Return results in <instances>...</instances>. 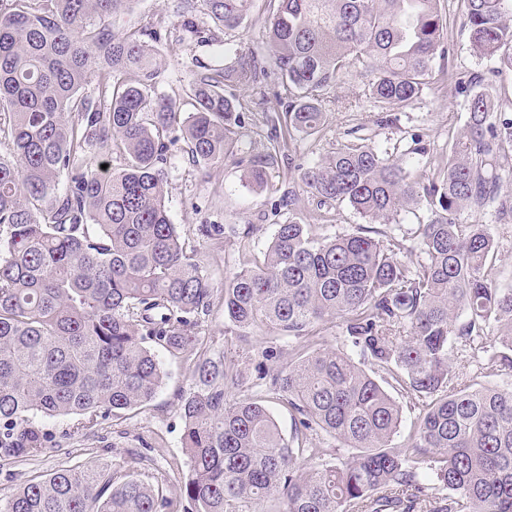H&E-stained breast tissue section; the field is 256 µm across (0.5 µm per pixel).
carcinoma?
Wrapping results in <instances>:
<instances>
[{
    "label": "carcinoma",
    "mask_w": 512,
    "mask_h": 512,
    "mask_svg": "<svg viewBox=\"0 0 512 512\" xmlns=\"http://www.w3.org/2000/svg\"><path fill=\"white\" fill-rule=\"evenodd\" d=\"M133 0H6L0 7V460H28L45 439L29 415L99 419L147 407L165 370L154 343L192 359L179 394L190 461L179 499L142 478L148 457L84 464L35 476L0 498V512H512V385L470 383L457 371L471 351L487 376L512 373V288L495 287V241L461 215L494 209L512 170V115L481 81L435 67L450 53L441 0H269L266 43L288 91L285 135L316 133L321 92L352 71L391 111L449 78L467 92V120L437 173L349 141L302 173L321 206L346 204L391 224L425 204L422 259L405 240L356 232L318 236L302 219L277 225L263 261L215 287L184 250L165 205L161 165L184 150L194 162L233 154L241 103L226 82H256L264 58L247 50L190 86L194 111L153 88L160 31L105 20ZM236 30L254 0H203ZM474 53L512 70V0H463ZM95 80L93 94L82 93ZM181 135H176V132ZM96 147L124 167L87 162ZM267 186L265 160L245 169ZM198 232L224 252L220 227ZM224 305V335L251 345L258 329L288 341L260 351L251 393L201 317ZM339 319L343 340L323 326ZM494 337L495 344L488 342ZM352 348L373 367L348 353ZM422 412L396 443L402 406ZM288 406L285 437L267 402ZM349 449L336 456V448Z\"/></svg>",
    "instance_id": "cac0c4a2"
}]
</instances>
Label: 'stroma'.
<instances>
[{"label":"stroma","instance_id":"stroma-1","mask_svg":"<svg viewBox=\"0 0 512 512\" xmlns=\"http://www.w3.org/2000/svg\"><path fill=\"white\" fill-rule=\"evenodd\" d=\"M443 18L451 47L449 64L464 76L493 74L494 93L503 109H512V70L495 71L493 61L476 56L469 34L463 27L465 6L462 0H442ZM266 19L262 0H257L245 28L225 30L216 27L206 15L202 0H196L191 16H183L180 0H136L129 14L114 16L115 28L131 23L143 27L162 24V39L155 45L162 63L155 84L158 95L189 107V86L218 58H233L237 51H263L266 44ZM363 80L349 73L337 85L323 92L324 124L314 139L289 138L285 147L273 149L272 139L281 131L271 122L283 115L288 94L275 77L254 84L225 85V95L242 105L241 124L235 155L224 163L200 167L181 152L167 166L166 206L173 223L178 224L188 252L204 265L213 284L236 271L243 259L236 242L250 236L253 259H262L278 224L289 213H315L316 201L303 193L300 179L305 165L317 162L357 136L380 153L401 156L417 151L420 167L436 173L448 158V149L463 127L467 110L465 97L452 81H440L426 90L406 109L394 111L390 125L376 123L379 108L363 94ZM271 154L267 168L268 186L250 189L244 179L243 159ZM468 224L486 225L496 242L497 259L492 278L497 287L512 288V223L499 224L485 212H468ZM218 224L224 229V252L213 257L197 227ZM166 377L156 398L147 406L122 418H106L93 431L80 429L74 416L46 418L31 416L46 440L40 456L15 463L0 464V498L37 475L81 463L115 465L127 450H138L149 458L146 480L163 485L167 496L178 498L180 481L189 469L182 448L183 419L177 396L187 390L191 380L190 360L159 351Z\"/></svg>","mask_w":512,"mask_h":512}]
</instances>
